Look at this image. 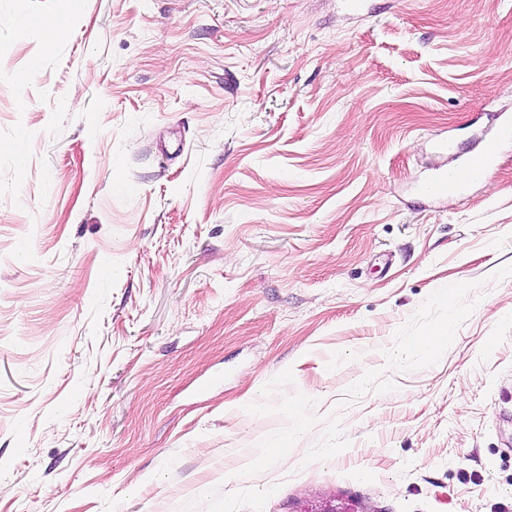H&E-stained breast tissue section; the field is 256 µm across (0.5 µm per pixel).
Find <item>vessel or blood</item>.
Masks as SVG:
<instances>
[{
  "label": "vessel or blood",
  "mask_w": 512,
  "mask_h": 512,
  "mask_svg": "<svg viewBox=\"0 0 512 512\" xmlns=\"http://www.w3.org/2000/svg\"><path fill=\"white\" fill-rule=\"evenodd\" d=\"M488 129L478 147L469 151L456 166L435 169L421 184V192L432 199H445L479 181L499 157L503 141L512 138V115L505 112L488 114Z\"/></svg>",
  "instance_id": "b4317fda"
}]
</instances>
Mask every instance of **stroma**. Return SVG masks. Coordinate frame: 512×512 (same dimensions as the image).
<instances>
[{
	"instance_id": "35a3bbf8",
	"label": "stroma",
	"mask_w": 512,
	"mask_h": 512,
	"mask_svg": "<svg viewBox=\"0 0 512 512\" xmlns=\"http://www.w3.org/2000/svg\"><path fill=\"white\" fill-rule=\"evenodd\" d=\"M366 2L0 0V512H512V0ZM81 0H61L62 7L52 16L56 22L57 32L54 37H45L38 25L19 30L16 33L18 41H28L37 36L45 47H49L64 39L70 30L84 17V7ZM488 129L478 148L469 151L456 166L435 169L421 184L420 190L432 199H446L477 182L498 160L503 141L512 137V115L493 112L487 115Z\"/></svg>"
}]
</instances>
